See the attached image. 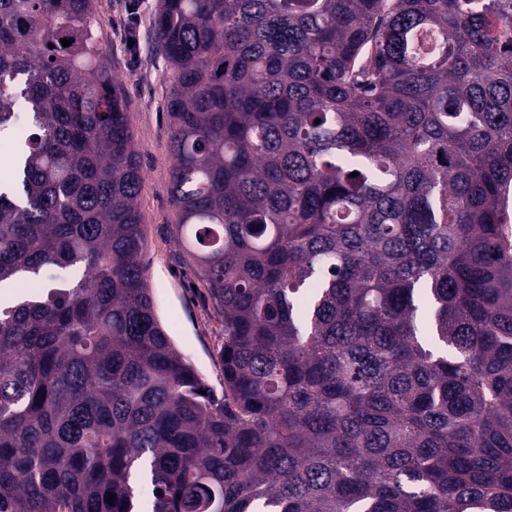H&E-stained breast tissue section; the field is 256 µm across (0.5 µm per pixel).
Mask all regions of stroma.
<instances>
[{
    "label": "stroma",
    "instance_id": "35a3bbf8",
    "mask_svg": "<svg viewBox=\"0 0 512 512\" xmlns=\"http://www.w3.org/2000/svg\"><path fill=\"white\" fill-rule=\"evenodd\" d=\"M158 7V0H94L92 28L120 84L135 135L143 175L139 207L148 240L142 262L152 297L183 356L219 393L224 388L223 318L201 285L194 258L177 243L168 114L174 75L155 44Z\"/></svg>",
    "mask_w": 512,
    "mask_h": 512
}]
</instances>
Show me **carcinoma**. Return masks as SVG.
<instances>
[{
    "mask_svg": "<svg viewBox=\"0 0 512 512\" xmlns=\"http://www.w3.org/2000/svg\"><path fill=\"white\" fill-rule=\"evenodd\" d=\"M92 17L0 0V512H512V0H159L220 398Z\"/></svg>",
    "mask_w": 512,
    "mask_h": 512,
    "instance_id": "cac0c4a2",
    "label": "carcinoma"
}]
</instances>
